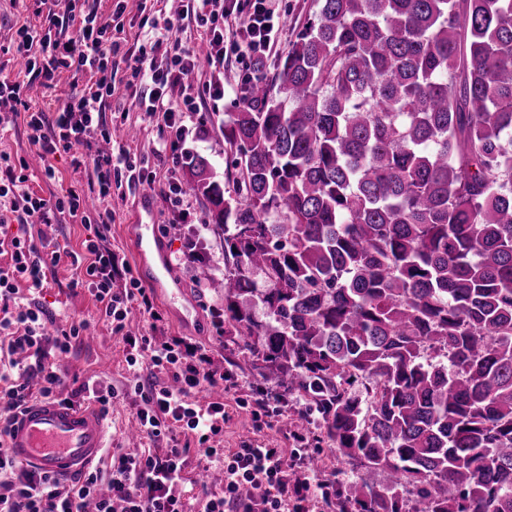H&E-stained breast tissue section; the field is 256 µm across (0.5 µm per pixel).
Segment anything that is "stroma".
<instances>
[{
    "mask_svg": "<svg viewBox=\"0 0 512 512\" xmlns=\"http://www.w3.org/2000/svg\"><path fill=\"white\" fill-rule=\"evenodd\" d=\"M277 6L284 16V27L275 57L269 59L261 70L262 75L268 78L276 75L280 59L286 55L290 41L317 9L315 0H277ZM249 73L247 60L232 51L225 55L222 76L224 95L220 98L206 93L200 96L198 104L206 131L199 139L185 144L187 152L201 154L209 160L219 179L223 178L231 161L225 150L223 124L231 112L237 111L243 97V80ZM117 77L119 83L108 101L106 116L123 122L125 129L129 130L130 135L123 138L122 144L132 159H152L163 132L156 123L147 120L137 110L128 96L124 83L130 78L129 72L118 71ZM1 152L28 161V184L45 198H52L59 193L61 187L70 186L76 180L68 159L63 157L55 162V180L44 179L41 173L42 162L28 139L23 118H15L13 124L0 132ZM140 208L138 189L126 186L113 188L112 224L107 239L113 249L124 256L133 272L137 271L139 264L133 250L132 236ZM42 230L58 243L62 252L57 265L49 267L46 272L45 288L35 296L36 302L47 312V325L53 328L71 321H84L89 325L88 338L76 341L69 354L56 358L57 368L69 380L75 378L82 383L87 381L100 389H123L131 374L126 363V345L122 335L108 330L99 322L97 304L88 291L80 288L74 290L69 286L75 274L69 255L83 250L86 237L83 225L70 223L65 218L57 224L43 225ZM172 272L175 283L183 290L182 296L171 303L157 294L152 297L154 309L161 316L167 334L184 336L213 349L216 365L238 378V387L227 389L224 393L227 417L224 436L220 441L221 448L232 451L247 445L257 447L269 441L284 448L295 447L291 418L301 408V400L289 396L287 403L277 405L266 426L255 427L250 409L239 406L238 400L253 393L260 386L261 379L257 371L239 367L233 361L225 352L213 327L212 311L223 306V292L217 288L202 287L190 266L176 262L172 265Z\"/></svg>",
    "mask_w": 512,
    "mask_h": 512,
    "instance_id": "1",
    "label": "stroma"
}]
</instances>
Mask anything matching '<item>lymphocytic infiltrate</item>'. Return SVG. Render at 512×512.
Wrapping results in <instances>:
<instances>
[{
  "label": "lymphocytic infiltrate",
  "instance_id": "obj_1",
  "mask_svg": "<svg viewBox=\"0 0 512 512\" xmlns=\"http://www.w3.org/2000/svg\"><path fill=\"white\" fill-rule=\"evenodd\" d=\"M57 2L33 0L38 22L17 26L13 49L23 59L26 74L44 88L55 89L62 69L72 71L73 84L49 112L31 107L23 82L1 79L0 104L5 110L0 125L9 123L12 115L25 114L29 139L46 161L45 178L56 177L51 157L68 155L73 172L86 173L87 193L96 194L106 206L89 216L87 193L71 187L46 199L27 187L25 159L0 155V254L10 255L0 264V512H85L89 506L94 512H312L316 504H330L334 482L308 468L311 453L303 446L304 435H297L298 445L290 450L270 443L227 454L214 447V439L224 432V403L202 404L192 395L234 382V375L214 369L203 345L162 335L158 325H151L146 335L127 333L132 307L150 315L153 302L106 243L113 181L136 185L157 179L156 172L137 167L123 145L112 141L105 110L116 89L118 67L123 64L131 71L126 88L135 106L165 133L155 153L157 162L177 159L187 138L199 137L202 131L194 120L199 91L214 97L224 94L223 85L198 80L202 68L224 66V0H180V18H194L204 29L210 50L202 60L175 37L172 22H165L153 44L145 46L129 41L123 27L102 19L84 0H68L62 11ZM236 11L233 49L250 68L260 70L271 58L281 29L275 0H243ZM176 88L183 95L177 105L170 98ZM60 215L89 228L83 253L72 256L80 273L71 285L86 289L98 304L100 321L123 334L132 374L124 390L102 392L86 383L68 388L49 357L68 353L86 323L48 334L45 310L21 301V289L41 290L47 268L60 258L59 249L29 236L27 227L51 223ZM35 378L40 381L36 390L31 387ZM122 393L137 397L136 419L150 448L135 454L112 449L108 469L88 470L69 484L27 471L10 457L5 436L23 405L37 398L78 406L91 402L106 414ZM180 428L196 435L199 454L221 474L219 486L203 488L194 501L184 491L190 450L176 434Z\"/></svg>",
  "mask_w": 512,
  "mask_h": 512
}]
</instances>
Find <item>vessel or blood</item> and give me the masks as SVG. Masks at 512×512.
Masks as SVG:
<instances>
[{
	"mask_svg": "<svg viewBox=\"0 0 512 512\" xmlns=\"http://www.w3.org/2000/svg\"><path fill=\"white\" fill-rule=\"evenodd\" d=\"M135 249L140 257L155 254L144 280L161 287L171 260L151 223L137 226ZM108 425L96 405L70 406L35 401L12 422L6 443L11 457L22 466L63 480L90 466L107 446Z\"/></svg>",
	"mask_w": 512,
	"mask_h": 512,
	"instance_id": "vessel-or-blood-1",
	"label": "vessel or blood"
}]
</instances>
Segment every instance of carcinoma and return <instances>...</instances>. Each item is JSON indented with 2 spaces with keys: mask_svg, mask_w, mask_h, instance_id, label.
Listing matches in <instances>:
<instances>
[{
  "mask_svg": "<svg viewBox=\"0 0 512 512\" xmlns=\"http://www.w3.org/2000/svg\"><path fill=\"white\" fill-rule=\"evenodd\" d=\"M317 2L227 180L183 161L224 349L317 415L334 512H512V0Z\"/></svg>",
  "mask_w": 512,
  "mask_h": 512,
  "instance_id": "carcinoma-1",
  "label": "carcinoma"
}]
</instances>
